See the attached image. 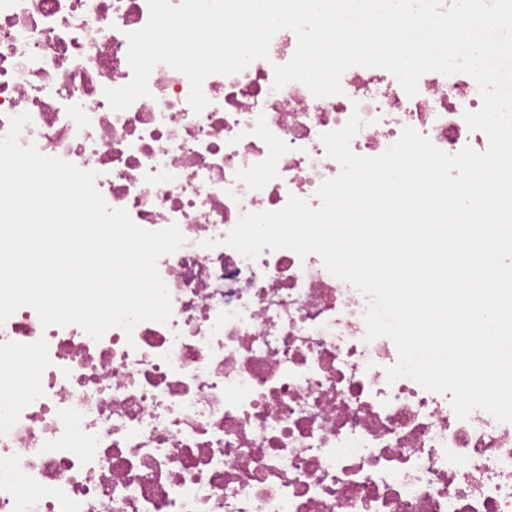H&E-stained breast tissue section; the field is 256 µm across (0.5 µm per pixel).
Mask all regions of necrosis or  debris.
I'll use <instances>...</instances> for the list:
<instances>
[{
  "mask_svg": "<svg viewBox=\"0 0 512 512\" xmlns=\"http://www.w3.org/2000/svg\"><path fill=\"white\" fill-rule=\"evenodd\" d=\"M148 19V0H0V136L29 114L21 145L185 238L157 263L167 322L96 340L23 306L0 324V512H512V422L388 381L394 342L367 340L368 297L318 254L250 260L224 243L244 214L319 206L341 172L321 136L352 113L360 156L407 127L449 154L486 151L465 120L475 79L428 72L411 97L357 65L335 95L277 89L297 47L283 29L268 58L206 77L202 111L164 63L148 95L112 109L104 91L131 81L128 35Z\"/></svg>",
  "mask_w": 512,
  "mask_h": 512,
  "instance_id": "1",
  "label": "necrosis or debris"
}]
</instances>
